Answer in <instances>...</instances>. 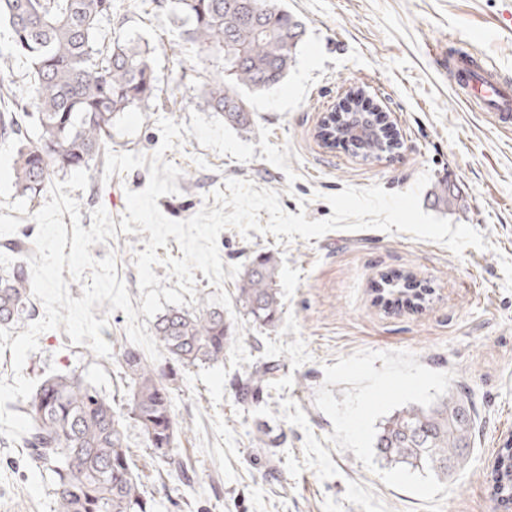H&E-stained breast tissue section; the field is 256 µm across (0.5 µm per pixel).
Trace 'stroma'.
<instances>
[{
    "mask_svg": "<svg viewBox=\"0 0 512 512\" xmlns=\"http://www.w3.org/2000/svg\"><path fill=\"white\" fill-rule=\"evenodd\" d=\"M306 34L287 76L262 93L241 89L253 113L250 130L238 138L254 144L242 163L186 136L164 159L179 167L178 193L158 198L169 219L185 221L203 207L226 179L251 181L279 193L283 209L308 220L332 215L329 195L347 186L410 189L421 173L448 186V206L434 205L429 190L423 211L482 233L488 247L453 254L445 245L407 233L375 229L332 230L290 242L227 229L218 239L224 266H247L260 253L278 261L283 308L277 326L245 317L237 300L239 278L222 287L195 275L197 297L225 290L241 320L252 363H279L258 407L239 401L243 368L229 370L221 403L203 382L188 383L197 367L170 381L178 423L176 453L183 470L147 471L143 482L157 512H425L424 501L385 485L353 451L335 449L330 418L315 403L325 366L361 350H408L419 363L453 372L451 382L474 416L471 456L448 478L452 491L443 512H512L491 490L499 449L512 447V127L473 111L448 80L445 55L459 48L487 54L512 74V0H280ZM183 28L170 0H120L102 37L132 36L149 45L160 89L158 100L129 109L112 128V152L92 167L86 189L73 191L81 225L104 207L113 221L126 210V190H143L152 153L161 143L159 118L190 123L191 112L209 115L206 86L223 76L208 56L172 55ZM362 87L361 107H381L390 116L396 153L364 159L348 144L326 149L316 132L320 116L346 104ZM14 151L0 144V268L27 263L8 242L34 240L33 216L50 199L18 196ZM144 234H117L91 246L98 259L115 253L117 276L133 308L140 309L135 255ZM106 320L101 335L109 357L71 341L64 329L44 332L23 367L43 381L75 373L124 408L127 391L119 359L129 347L123 311L94 307ZM278 440L269 448L260 435ZM0 512H53L50 477L31 471L27 449L0 435Z\"/></svg>",
    "mask_w": 512,
    "mask_h": 512,
    "instance_id": "stroma-1",
    "label": "stroma"
}]
</instances>
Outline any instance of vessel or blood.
I'll use <instances>...</instances> for the list:
<instances>
[{
  "label": "vessel or blood",
  "instance_id": "b4317fda",
  "mask_svg": "<svg viewBox=\"0 0 512 512\" xmlns=\"http://www.w3.org/2000/svg\"><path fill=\"white\" fill-rule=\"evenodd\" d=\"M447 69L466 103L500 124L512 123V79L491 58L460 49L448 57Z\"/></svg>",
  "mask_w": 512,
  "mask_h": 512
}]
</instances>
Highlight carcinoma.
<instances>
[{"instance_id":"1","label":"carcinoma","mask_w":512,"mask_h":512,"mask_svg":"<svg viewBox=\"0 0 512 512\" xmlns=\"http://www.w3.org/2000/svg\"><path fill=\"white\" fill-rule=\"evenodd\" d=\"M113 0H0V26L7 53L25 59L31 104L17 98L14 81L0 69V143L15 153L14 184L28 199L46 183L76 170L88 171L112 144L113 120L128 108L157 98L149 48L133 39L100 38L112 17ZM171 10L187 25L185 42L213 56L226 78L208 84L207 106L224 121L247 130L252 112L237 87L267 91L286 77L300 45L301 23L276 0H171ZM33 111H26V107ZM364 158H378L385 142L362 130ZM278 264L270 252L246 267L239 297L255 323L273 326L282 315ZM31 284L15 266L0 273V327L29 317ZM224 310L201 303L194 311L172 308L155 325L159 346L176 368L224 359L232 337ZM119 365L128 380V412L113 408L112 397L76 375L41 382L18 407L32 421L19 438L38 470L52 480L54 512H156L134 470L127 445L126 419L140 430L148 464L177 469L172 397L160 373L137 350L127 348ZM278 365H253L240 379L238 399L258 401ZM474 419L459 393L448 390L439 402L410 405L391 416L376 435L377 455L390 464L431 469L448 478L463 464L472 444ZM492 491L512 498V448L495 459Z\"/></svg>"}]
</instances>
